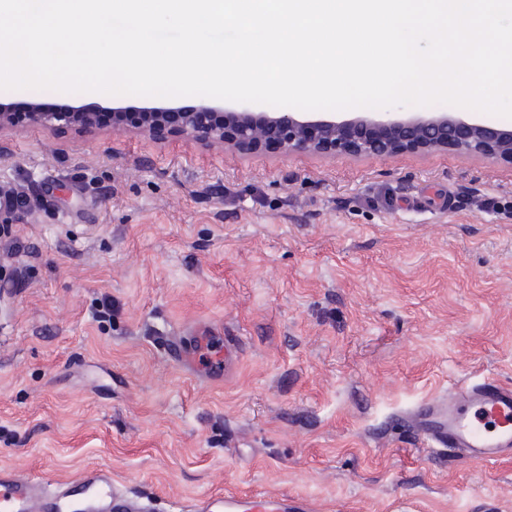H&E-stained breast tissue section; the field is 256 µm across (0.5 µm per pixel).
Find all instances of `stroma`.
Segmentation results:
<instances>
[{
  "mask_svg": "<svg viewBox=\"0 0 512 512\" xmlns=\"http://www.w3.org/2000/svg\"><path fill=\"white\" fill-rule=\"evenodd\" d=\"M0 186L33 206L0 235V468L52 488L107 469L155 512L225 491L512 512V457L432 454L393 422L463 382L512 384V165L24 125L0 133ZM209 324L240 351L215 383L165 356Z\"/></svg>",
  "mask_w": 512,
  "mask_h": 512,
  "instance_id": "1",
  "label": "stroma"
}]
</instances>
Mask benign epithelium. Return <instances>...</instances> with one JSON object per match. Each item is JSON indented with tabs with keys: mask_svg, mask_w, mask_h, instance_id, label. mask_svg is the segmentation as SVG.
Masks as SVG:
<instances>
[{
	"mask_svg": "<svg viewBox=\"0 0 512 512\" xmlns=\"http://www.w3.org/2000/svg\"><path fill=\"white\" fill-rule=\"evenodd\" d=\"M26 121L53 129L98 128L95 113L80 108L47 112L31 103ZM136 130L150 135L166 126L173 134L199 136L211 145L247 153L267 142L282 155L389 157L403 151L452 149L512 164V128L491 127L456 112H362L349 118L308 117L298 112H214L208 104L183 112L147 107L138 112ZM25 202L0 210V223L27 218Z\"/></svg>",
	"mask_w": 512,
	"mask_h": 512,
	"instance_id": "7a95c632",
	"label": "benign epithelium"
}]
</instances>
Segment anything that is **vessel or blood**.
I'll return each instance as SVG.
<instances>
[{"mask_svg": "<svg viewBox=\"0 0 512 512\" xmlns=\"http://www.w3.org/2000/svg\"><path fill=\"white\" fill-rule=\"evenodd\" d=\"M417 433L428 446L451 448L471 461L512 457V387L494 379L456 386L448 396L422 402L415 411ZM96 492L114 512H148L126 496L105 469H95L54 491L13 469H0V512H59L61 498ZM188 512H311L310 503L285 494L204 497Z\"/></svg>", "mask_w": 512, "mask_h": 512, "instance_id": "vessel-or-blood-1", "label": "vessel or blood"}]
</instances>
